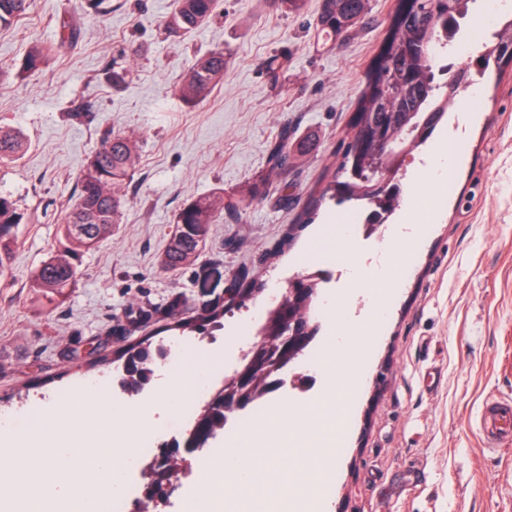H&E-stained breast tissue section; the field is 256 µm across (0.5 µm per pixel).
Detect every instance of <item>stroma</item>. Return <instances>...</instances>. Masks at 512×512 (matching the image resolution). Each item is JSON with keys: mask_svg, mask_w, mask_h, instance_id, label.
Wrapping results in <instances>:
<instances>
[{"mask_svg": "<svg viewBox=\"0 0 512 512\" xmlns=\"http://www.w3.org/2000/svg\"><path fill=\"white\" fill-rule=\"evenodd\" d=\"M84 2L30 0L0 28V124L28 141L19 160L0 164V192L28 218L0 277V413L64 404L86 377L111 379L113 351L158 341L175 300L190 320L224 309L223 330L190 342L226 353L249 313L226 310L231 289L255 278L287 287L311 260L316 228L336 215L328 201L315 223L299 221L338 168L397 4L373 0L355 34L326 45L315 34L320 0L298 13L270 0H220L206 26L183 36L165 26L175 0H106L100 12ZM65 21L73 45L24 71L31 42H56ZM216 48L227 58L223 85L185 107L182 74ZM116 57L128 68L117 86ZM275 57L288 68L274 85L266 67ZM473 83L479 97L462 95L449 114L466 127L450 190L396 211L424 226L418 245L398 254L411 262L400 288L344 285L361 299L386 291L388 315L361 362V386L335 362L336 397L348 408L337 415L327 512H512V446L480 432L486 404L512 400V65ZM130 131L140 158L121 223L84 255L68 297L48 301L30 274L57 247L91 154L108 134ZM278 141L291 154L280 177L212 224L194 265L163 270L179 210L217 188L232 196L266 170ZM432 204L442 209L436 224L425 221ZM382 370L386 380L374 385Z\"/></svg>", "mask_w": 512, "mask_h": 512, "instance_id": "obj_1", "label": "stroma"}]
</instances>
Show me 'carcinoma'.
I'll return each mask as SVG.
<instances>
[{"instance_id":"1","label":"carcinoma","mask_w":512,"mask_h":512,"mask_svg":"<svg viewBox=\"0 0 512 512\" xmlns=\"http://www.w3.org/2000/svg\"><path fill=\"white\" fill-rule=\"evenodd\" d=\"M477 0H438L436 9L427 0H398L390 33L368 79L358 111L354 132L345 144L337 176L327 189L329 199L339 205L350 203L372 216H388L399 206L405 162L426 145L448 110L459 100V92L448 89V71L485 75L492 69L512 64V13L499 16L484 31L475 58L455 68L444 64L450 50L448 32L458 34L460 20L470 17ZM217 0H178L166 27L173 35L194 31L210 22ZM29 0H0V27H8L26 14ZM371 11V0H321L315 29L317 37L336 41L354 33ZM73 37V28L62 26L56 45L38 40L31 43L25 61L28 70L37 68ZM224 49L211 50L193 60L178 84L179 100L192 108L224 83ZM28 148L24 136L14 128L0 126V163L19 158ZM290 155L282 142L269 152L265 174L239 186L238 196L253 200L260 186L276 180L288 167ZM139 160L138 140L133 135L112 134L89 158L79 180L78 201L67 211L61 224L62 241L34 271L30 287L50 300L62 299L74 286L82 253L91 251L120 223L128 199L125 187ZM230 204L224 190L203 194L179 210L175 232L160 263L168 271L184 269L199 257L211 224ZM25 213L18 200L0 193V276L11 268L19 226ZM168 315L174 329L182 333L211 335L224 329V311L213 310L205 323L180 317L179 303L173 302ZM165 354V343L138 341L117 357L126 373V386L135 392L148 380V368ZM213 411L206 416L213 434L224 432L228 416L224 399L210 398Z\"/></svg>"}]
</instances>
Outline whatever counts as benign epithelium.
<instances>
[{
	"mask_svg": "<svg viewBox=\"0 0 512 512\" xmlns=\"http://www.w3.org/2000/svg\"><path fill=\"white\" fill-rule=\"evenodd\" d=\"M313 301L314 295L308 293L305 288L285 289L279 307L282 329L280 336L277 337V355L269 357L266 337L255 338L251 349L242 356V364L234 375L238 393L231 399H224L225 413L232 414L247 403L251 397L252 380L255 375H263L271 388H277L285 383L284 373L288 370V360L300 353L308 341L294 308L299 305L307 309ZM210 438L209 426L201 420L198 421L184 438L173 441L159 453L154 462V470L164 473L172 468L174 461L185 462L187 455L205 448Z\"/></svg>",
	"mask_w": 512,
	"mask_h": 512,
	"instance_id": "benign-epithelium-1",
	"label": "benign epithelium"
}]
</instances>
